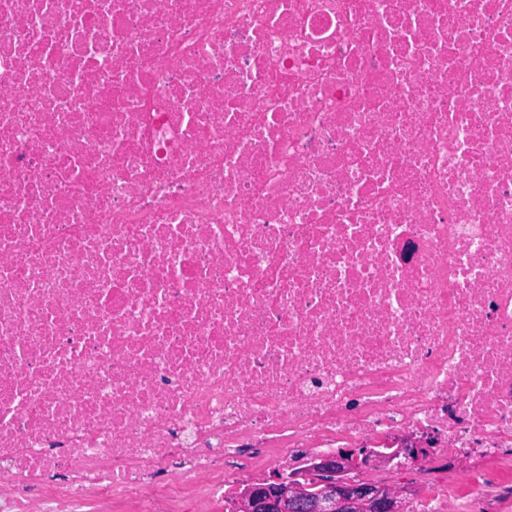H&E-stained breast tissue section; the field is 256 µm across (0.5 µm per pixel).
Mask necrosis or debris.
Returning <instances> with one entry per match:
<instances>
[{
  "instance_id": "4bbe7bcc",
  "label": "necrosis or debris",
  "mask_w": 512,
  "mask_h": 512,
  "mask_svg": "<svg viewBox=\"0 0 512 512\" xmlns=\"http://www.w3.org/2000/svg\"><path fill=\"white\" fill-rule=\"evenodd\" d=\"M339 448L512 488V0H0V512Z\"/></svg>"
}]
</instances>
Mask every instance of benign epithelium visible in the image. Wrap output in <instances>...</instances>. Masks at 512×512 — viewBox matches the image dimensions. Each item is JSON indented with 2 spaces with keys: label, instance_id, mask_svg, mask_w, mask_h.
<instances>
[{
  "label": "benign epithelium",
  "instance_id": "benign-epithelium-1",
  "mask_svg": "<svg viewBox=\"0 0 512 512\" xmlns=\"http://www.w3.org/2000/svg\"><path fill=\"white\" fill-rule=\"evenodd\" d=\"M369 457L366 448H341L313 463L301 481L278 477L244 488L233 512H397L393 489L344 476Z\"/></svg>",
  "mask_w": 512,
  "mask_h": 512
}]
</instances>
